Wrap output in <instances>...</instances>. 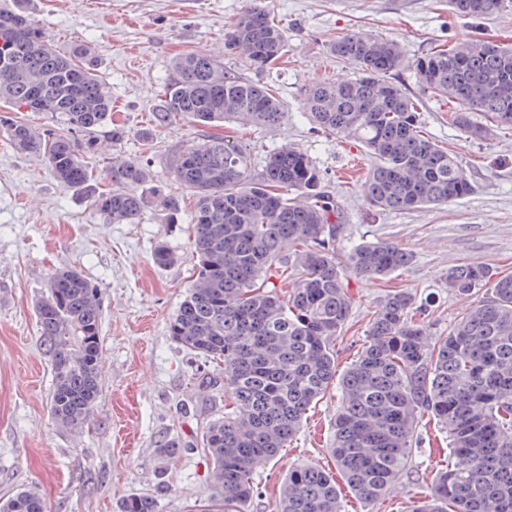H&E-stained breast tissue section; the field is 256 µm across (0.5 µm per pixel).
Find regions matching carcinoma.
Wrapping results in <instances>:
<instances>
[{
    "label": "carcinoma",
    "instance_id": "obj_1",
    "mask_svg": "<svg viewBox=\"0 0 512 512\" xmlns=\"http://www.w3.org/2000/svg\"><path fill=\"white\" fill-rule=\"evenodd\" d=\"M448 5L463 17L512 12V0ZM1 28L7 37L0 43V101L16 112H39L46 122L36 128L1 114L0 129L17 149L44 156L62 184L85 190L93 209L112 223H137L147 206L139 192L147 172L114 162L105 171L111 187L103 189L84 163L101 135L113 141L125 135L111 127L112 98L91 48L58 50L20 8H0ZM224 44L263 70L283 56L286 35L269 12L254 8L225 30ZM330 52L355 65L357 76L319 81L305 90L304 101L319 130L374 159L360 183L368 204L409 210L467 195L466 169L423 132L419 100L389 80L411 64L400 43L346 32ZM411 65L423 89L455 99L448 122L467 137L486 141L500 128L512 129V44H438ZM177 117L274 125L284 112L269 88L197 52L174 59L153 112L157 126ZM170 168L197 207L194 280L169 335L224 363V418L202 439L214 501L204 512H241L255 493L256 468L288 447L307 411L335 385L340 407L329 451L337 474L310 464L292 468L276 512H344L340 480L364 501L380 498L404 472L426 415L448 433L462 463L437 474L430 499L416 512H512V275L471 264L449 268L445 282L456 294L473 296L487 285L490 292L439 336L413 293L388 292L361 354L338 380L334 341L354 305L349 280L384 278L413 255L365 241L338 260L340 206L323 189L315 162L289 146L271 152L256 177L245 145L208 135L176 152ZM152 204L171 218L179 212V200L165 193H154ZM153 259L165 266L177 256L160 241ZM37 314L53 366L51 415L63 428H80L101 391L100 291L79 271L59 269ZM185 447L171 437L157 454L170 463ZM0 512H45V503L38 491L22 489ZM121 512H158L157 497L127 499Z\"/></svg>",
    "mask_w": 512,
    "mask_h": 512
}]
</instances>
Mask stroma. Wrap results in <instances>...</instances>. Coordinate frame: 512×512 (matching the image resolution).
<instances>
[{
	"label": "stroma",
	"mask_w": 512,
	"mask_h": 512,
	"mask_svg": "<svg viewBox=\"0 0 512 512\" xmlns=\"http://www.w3.org/2000/svg\"><path fill=\"white\" fill-rule=\"evenodd\" d=\"M32 13L53 45L92 48L112 97V121L124 127L120 142L101 139L85 164L102 177L111 161L148 170L144 195L159 190L179 198L168 221L146 209L138 223L115 224L95 212L86 193L62 186L45 161L18 151L0 132V502L34 487L47 512H121L123 500L169 488L159 512H199L211 486L212 463L201 449L209 424L224 415V366L181 347L169 334L192 282L191 224L195 199L173 177L171 155L205 136L236 135L251 150L253 174L267 155L289 145L321 170L326 191L340 203L344 229L336 242L346 255L363 241L380 240L410 252L413 261L383 280L355 278L349 322L334 343L336 372L344 374L362 348L378 302L393 286L430 300L433 333H447L464 316L469 298L450 291L443 275L458 263L512 273V130L473 141L448 123L452 98L424 91L411 64L437 44L512 40V14L452 15L448 0H0ZM259 6L280 21L286 53L268 70H256L224 45V26ZM397 40L410 65L392 80L421 103L428 135L467 170L472 190L446 205L403 211L371 208L359 191H346L347 175L365 176L371 159L362 148L315 129L303 93L323 78H354L352 64L329 53L348 31ZM202 51L273 89L285 112L271 126L220 128L182 120L157 127L160 104L179 55ZM166 241L175 263L153 261ZM76 268L101 291L102 392L86 427H59L50 413L51 361L40 344L36 303L50 276ZM339 391L313 404L289 448L254 473L257 493L242 512H275L281 482L294 466L332 468ZM421 442L385 496L359 500L344 491L346 512H416L433 488L441 464L452 458L444 433L420 422ZM180 437L188 448L163 463L162 441Z\"/></svg>",
	"instance_id": "stroma-1"
}]
</instances>
